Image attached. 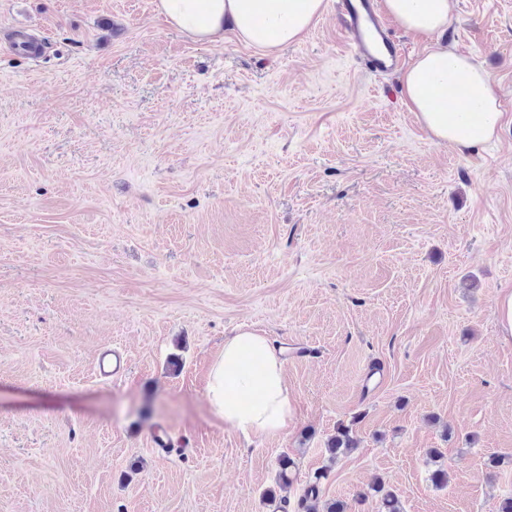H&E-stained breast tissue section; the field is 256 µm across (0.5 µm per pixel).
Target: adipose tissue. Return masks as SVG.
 Listing matches in <instances>:
<instances>
[{"label":"adipose tissue","instance_id":"adipose-tissue-1","mask_svg":"<svg viewBox=\"0 0 512 512\" xmlns=\"http://www.w3.org/2000/svg\"><path fill=\"white\" fill-rule=\"evenodd\" d=\"M385 11L412 33L447 28L449 0H383ZM177 29L200 41L223 40L225 29L265 50L301 40L323 13V0H157ZM411 112L434 141L472 151L492 141L503 122L499 87L473 56L444 45L422 55L401 76ZM461 97L449 109L444 94ZM211 410L243 436L275 435L288 425L290 405L281 351L254 329L224 341L206 387Z\"/></svg>","mask_w":512,"mask_h":512}]
</instances>
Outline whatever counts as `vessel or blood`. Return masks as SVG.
<instances>
[{"label":"vessel or blood","instance_id":"vessel-or-blood-1","mask_svg":"<svg viewBox=\"0 0 512 512\" xmlns=\"http://www.w3.org/2000/svg\"><path fill=\"white\" fill-rule=\"evenodd\" d=\"M336 10L347 32V45L365 60L370 71L388 73L400 67L401 49L388 24L377 11V0H336ZM128 366L127 353L103 348L96 355L95 374L111 378Z\"/></svg>","mask_w":512,"mask_h":512}]
</instances>
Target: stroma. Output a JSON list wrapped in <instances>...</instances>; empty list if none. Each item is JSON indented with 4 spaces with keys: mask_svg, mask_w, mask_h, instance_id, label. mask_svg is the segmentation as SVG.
Returning a JSON list of instances; mask_svg holds the SVG:
<instances>
[{
    "mask_svg": "<svg viewBox=\"0 0 512 512\" xmlns=\"http://www.w3.org/2000/svg\"><path fill=\"white\" fill-rule=\"evenodd\" d=\"M393 32L406 63H483L492 144L431 141L330 2L270 52L194 40L155 0H0V512H281L284 454L283 512L310 484L348 512H379L378 484L403 512L512 497V0ZM239 327L293 349L278 434L207 402ZM104 346L124 376L94 375ZM341 424L359 445L332 461Z\"/></svg>",
    "mask_w": 512,
    "mask_h": 512,
    "instance_id": "stroma-1",
    "label": "stroma"
}]
</instances>
